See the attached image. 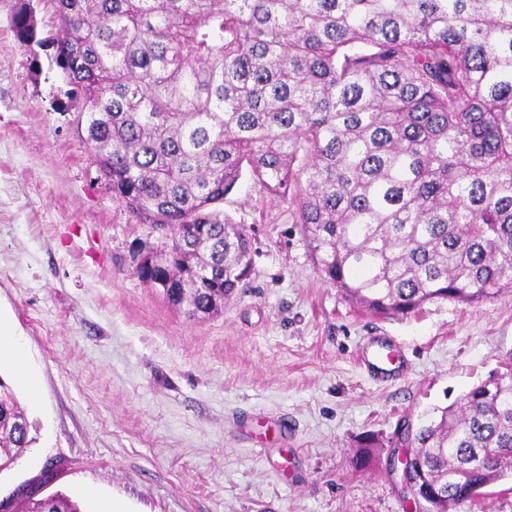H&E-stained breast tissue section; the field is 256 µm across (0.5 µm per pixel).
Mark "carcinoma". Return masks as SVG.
Returning <instances> with one entry per match:
<instances>
[{"instance_id":"carcinoma-1","label":"carcinoma","mask_w":512,"mask_h":512,"mask_svg":"<svg viewBox=\"0 0 512 512\" xmlns=\"http://www.w3.org/2000/svg\"><path fill=\"white\" fill-rule=\"evenodd\" d=\"M93 163L140 224L136 276L192 316L251 273L221 209L243 174L293 204L317 270L407 315L512 291V0H55ZM17 40L35 38L26 4ZM403 435L441 510L512 471V363ZM0 375L1 471L37 434ZM20 512H82L51 493Z\"/></svg>"}]
</instances>
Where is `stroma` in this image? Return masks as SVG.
Returning a JSON list of instances; mask_svg holds the SVG:
<instances>
[{
    "instance_id": "1",
    "label": "stroma",
    "mask_w": 512,
    "mask_h": 512,
    "mask_svg": "<svg viewBox=\"0 0 512 512\" xmlns=\"http://www.w3.org/2000/svg\"><path fill=\"white\" fill-rule=\"evenodd\" d=\"M16 2L0 0V320L24 348L11 378L40 439L0 488L49 461L55 490L90 512H406L398 431L512 359V293L376 317L319 273L291 205L246 176L223 209L251 238V275L221 313L188 316L133 274V247L158 235L76 132L53 0H30L23 46ZM372 336L404 352L403 379L360 367ZM16 37L21 45L30 43L35 38V30L32 17L26 3L20 5L14 16Z\"/></svg>"
}]
</instances>
